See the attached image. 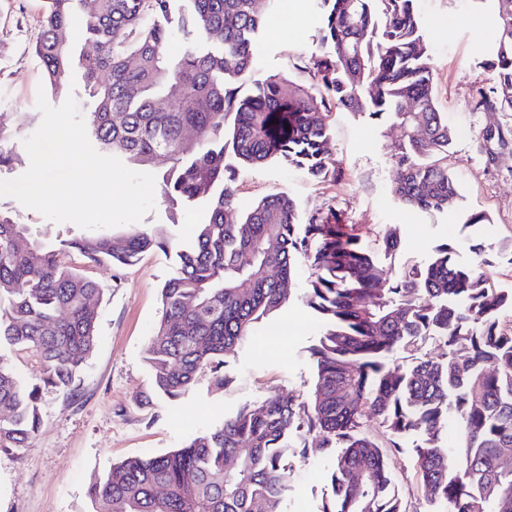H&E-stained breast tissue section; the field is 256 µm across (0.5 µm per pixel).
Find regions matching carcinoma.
I'll return each instance as SVG.
<instances>
[{
  "label": "carcinoma",
  "instance_id": "cac0c4a2",
  "mask_svg": "<svg viewBox=\"0 0 512 512\" xmlns=\"http://www.w3.org/2000/svg\"><path fill=\"white\" fill-rule=\"evenodd\" d=\"M416 0H321L310 89L269 76L241 86L252 68L264 19L259 0H97L85 10L95 56L76 55L68 37L84 0H46L34 45L45 81L60 89L74 68L94 101L87 129L100 150L139 166L158 155L172 162L164 196L208 203V220L176 251L179 268L162 288V315L147 348L152 391L179 398L198 375L219 372L257 325L288 299L299 258L312 274L308 304L325 325L311 350L316 381L301 399L269 396L242 407L185 447L115 463L88 489L100 512H279L288 489L286 454L333 452V498L321 512H405L387 471L386 453L361 431L374 417L393 437L423 434L416 473L435 512H512V468H498L512 448V331L492 318L512 308L476 269L437 249L424 269L384 285L372 252L336 212L301 222L285 192L263 197L239 222L232 151L243 167L283 161L315 179L336 173L329 132L336 104L403 128L394 146L395 193L421 210L442 211L460 198L448 170L454 132L438 111ZM497 39L490 67L493 96L478 105L512 112V0H495ZM179 40L177 52L169 50ZM290 129H285V126ZM15 160L0 127V169ZM47 233L0 210V448L28 447L41 424L43 391L69 394L97 338L101 288L69 267L129 265L168 237L131 227L114 235H73L50 244ZM434 332L447 356L406 371L387 358ZM31 350L43 369L30 384L1 351ZM314 435V447L288 436ZM237 468L225 470L229 458ZM354 471L366 474L351 487Z\"/></svg>",
  "mask_w": 512,
  "mask_h": 512
}]
</instances>
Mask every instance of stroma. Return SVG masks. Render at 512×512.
Masks as SVG:
<instances>
[{
    "label": "stroma",
    "mask_w": 512,
    "mask_h": 512,
    "mask_svg": "<svg viewBox=\"0 0 512 512\" xmlns=\"http://www.w3.org/2000/svg\"><path fill=\"white\" fill-rule=\"evenodd\" d=\"M44 0H0V119L17 114L30 119L13 130L19 156L0 179L22 175L29 166L23 145L40 125L37 88L44 81L33 52ZM265 24L259 33L252 75L284 76L311 86L310 56L318 50L319 0H260ZM494 0H416L419 28L435 79L439 112L447 117L455 139L448 166L460 188L458 208L437 212L403 204L394 192L397 169L393 145L401 132L390 117L335 109L331 149L336 177L311 178L281 162L236 170L237 204L231 221H239L264 196L286 192L301 216L336 212L353 225L364 246L375 253L387 281L411 268L425 267L440 245L453 249L458 265L479 267L490 284L512 290V112L479 107L493 83L488 50L497 37ZM293 34L284 37L281 25ZM489 215L486 224H469L467 212ZM207 217L204 202L157 199L142 225L163 228L174 246L189 241ZM396 228L401 244L381 250L378 234ZM481 245L475 255L473 245ZM73 265L98 282L96 346L71 394L46 392L38 433L22 452L0 449V512H95L87 490L93 478L126 458L161 455L183 447L197 433L233 416L240 408L262 402L271 393L285 397L308 394L316 378L311 349L323 318L308 305L312 270L298 261L286 303L227 356L220 376L202 373L177 400L142 397L151 387L146 361L149 337L161 316V288L178 271L173 249L145 254L121 269L89 264L72 256ZM287 327L277 345L262 342L270 327ZM417 432L387 451L390 473L406 512H430L418 482ZM290 482L280 512H320L331 498L330 456H287Z\"/></svg>",
    "instance_id": "obj_1"
}]
</instances>
